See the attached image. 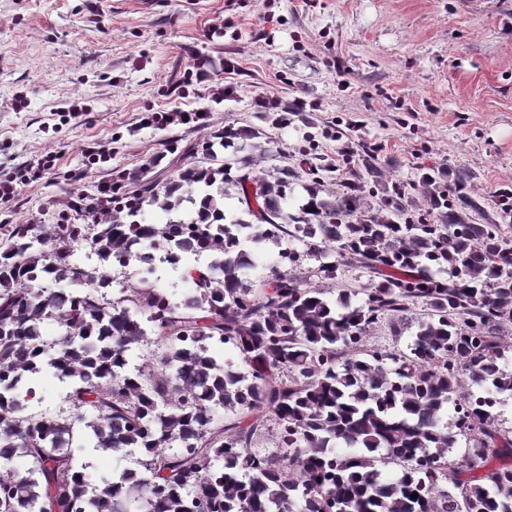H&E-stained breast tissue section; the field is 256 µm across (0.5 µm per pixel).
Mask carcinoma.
Listing matches in <instances>:
<instances>
[{"mask_svg":"<svg viewBox=\"0 0 512 512\" xmlns=\"http://www.w3.org/2000/svg\"><path fill=\"white\" fill-rule=\"evenodd\" d=\"M260 135L227 125L207 139L211 165L162 182L120 174L125 201L90 224H0V512H512V427L497 412L512 395V238L471 223L479 204L439 174L422 176L423 211L397 185L369 201L356 174L336 191L312 181L292 213L300 174L259 168ZM360 158L379 186L371 148ZM230 189L238 214L224 211ZM185 202L189 219L142 220ZM251 246L293 272L249 279ZM82 248L99 265H78ZM158 264L191 291L153 287ZM341 266L365 280L334 299L310 284ZM114 267L129 272L117 298ZM385 321L397 336L414 323L406 349L373 343ZM149 344V363L127 368ZM47 368L66 384L65 416L28 412ZM82 429L99 451L141 453L139 467L91 484ZM269 433L279 447L260 446Z\"/></svg>","mask_w":512,"mask_h":512,"instance_id":"cac0c4a2","label":"carcinoma"}]
</instances>
